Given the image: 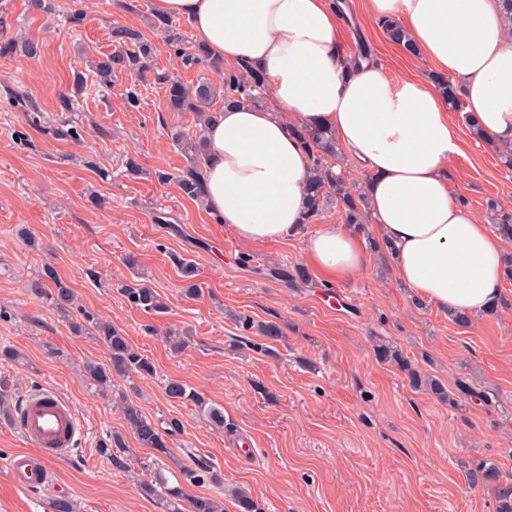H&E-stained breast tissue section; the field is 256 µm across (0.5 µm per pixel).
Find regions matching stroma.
Listing matches in <instances>:
<instances>
[{"label":"stroma","instance_id":"35a3bbf8","mask_svg":"<svg viewBox=\"0 0 512 512\" xmlns=\"http://www.w3.org/2000/svg\"><path fill=\"white\" fill-rule=\"evenodd\" d=\"M54 14L31 10L29 0H0V41L39 40L38 58H0V346L19 351L23 363L0 362V398L15 406L27 392L49 386L72 403L84 434L72 459L53 463L51 483L17 490L10 456L23 450L11 420L0 416V512H52L65 498L74 512H164L138 485L162 465L182 479L198 460L216 463L223 489L186 485L188 496H207L224 512H238L230 492L245 489L262 512H496L493 492L470 488L468 467L485 460L512 478V280L503 283L497 312L454 323L447 311L416 305L398 281L391 257L368 252L360 275L336 283L291 284L281 269L307 266L304 237L245 244L204 207L182 198L173 182L187 160L174 131L193 132L196 115L171 112L160 86L140 85L141 104L129 107L133 79L119 74L111 89L93 82L86 62L112 51L110 30L145 31L155 45L154 70L184 83L217 82L209 66L182 69L166 41L147 27L152 0H52ZM83 11V25H63L61 11ZM347 57L365 45L389 72L426 79L433 66L390 42L379 23L351 17L340 31ZM83 77L78 111L65 118L83 138L53 135L56 101ZM37 101L39 122L18 111L13 96ZM450 118L460 132L450 193L485 215L488 202L512 210V169L494 149L466 130L463 113ZM27 130L26 143L12 133ZM142 165L135 179L127 158ZM99 205H92L90 195ZM166 223H156V215ZM135 254L152 288L168 306L148 315L118 293L130 282L124 264ZM198 267V294L189 295L175 257ZM53 266L75 293V304L125 332L148 356L153 377L116 380L128 399L157 421L176 418L170 454L155 460L140 447L111 395L87 380V363L108 354L94 329L74 333L50 301L32 294L27 280ZM280 325L279 340L256 352L252 332L238 316ZM189 330L193 343L176 354L163 340L167 329ZM390 342L420 372L445 385L470 380L473 398L454 407L411 387L396 366L377 361L373 346ZM203 392L224 413L210 425L194 405L170 400L168 380ZM125 436L127 468L117 469L98 451L101 439Z\"/></svg>","mask_w":512,"mask_h":512}]
</instances>
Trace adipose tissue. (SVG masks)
Listing matches in <instances>:
<instances>
[{"label": "adipose tissue", "instance_id": "obj_1", "mask_svg": "<svg viewBox=\"0 0 512 512\" xmlns=\"http://www.w3.org/2000/svg\"><path fill=\"white\" fill-rule=\"evenodd\" d=\"M359 10L401 21L418 55L458 82L482 140L512 150V30L503 0H359ZM153 11L186 19L215 61L266 76L269 107L225 109L206 129L204 205L240 241L304 233L309 261L327 279L364 271L350 227L309 233L303 224L312 155L292 129L322 126L367 177L371 217L394 247L398 280L452 313L498 305L502 243L450 194L460 137L446 99L417 76L394 78L372 59H346L343 0H153Z\"/></svg>", "mask_w": 512, "mask_h": 512}]
</instances>
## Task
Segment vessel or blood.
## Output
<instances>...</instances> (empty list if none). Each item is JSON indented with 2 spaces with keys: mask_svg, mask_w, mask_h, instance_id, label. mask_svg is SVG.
<instances>
[{
  "mask_svg": "<svg viewBox=\"0 0 512 512\" xmlns=\"http://www.w3.org/2000/svg\"><path fill=\"white\" fill-rule=\"evenodd\" d=\"M16 422L26 448L11 456L8 472L25 491L47 481L52 462L70 456L83 429L71 402L48 388L28 397Z\"/></svg>",
  "mask_w": 512,
  "mask_h": 512,
  "instance_id": "vessel-or-blood-1",
  "label": "vessel or blood"
}]
</instances>
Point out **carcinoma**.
I'll return each mask as SVG.
<instances>
[{
    "mask_svg": "<svg viewBox=\"0 0 512 512\" xmlns=\"http://www.w3.org/2000/svg\"><path fill=\"white\" fill-rule=\"evenodd\" d=\"M148 26L164 36L174 55L180 60L183 68L190 69L199 65H209L215 70L220 67L212 61L209 53L197 42L188 43L177 32L176 24L167 17L152 15L148 18ZM386 37L412 53L414 48L406 39L403 28L395 21L382 22ZM112 42L116 50L103 54L92 61L91 68L95 83L102 89H111L116 73H135L142 79L153 78V82L163 86L165 103L170 112H195L199 117V128L192 135L177 132L173 135L176 145L185 154L188 164L176 175L170 177L164 173L157 174L161 181L172 180L181 197L197 203H203L205 185L203 170L206 163V128L211 113L206 107L216 98L215 86L207 81H201L195 86L183 83L179 78L166 72L159 73L150 69L153 54L151 42L136 28L116 25L111 31ZM41 54L39 41L32 38H10L0 42V57L22 55L37 58ZM441 93L447 98L450 108L458 107V96L455 85L444 78H436ZM83 89V83L78 81L74 88L58 97L57 108L61 112H73L78 105V99ZM224 106L248 107L262 109L268 106L269 97L266 92L265 76L256 67L240 64L233 69L223 72ZM298 138L312 151L313 167L307 183L308 211L304 223L311 224L330 205L341 208L343 223L359 230H365L369 219V202L365 188H358L349 182V175L339 165V146L332 133L324 128L299 127L295 129ZM488 221L496 233L505 242L512 243V213L498 208L492 203L488 206ZM181 277L188 282L185 292L193 295L198 293L195 278L198 270L193 261H179ZM29 290L49 299L51 305L63 314H71L74 309L75 294L73 290L58 276L56 270L43 266L41 274L28 282ZM119 293L127 304L147 314H162L167 305L160 299L157 291L147 283L138 281L125 284L119 288ZM92 325L103 342L109 362L105 366L97 363L88 366L90 381L103 394L112 392L115 379L151 377L155 367L151 360L135 350L123 332L112 324L98 320L85 311H80V318L72 322V328L80 333L85 329L84 323ZM259 334L264 342L254 344L257 350H267V341L276 340L281 336L280 327L272 322L258 326ZM164 339L170 350L179 354L191 344L188 331L170 329ZM375 357L382 363L396 366L403 371L415 389H425L442 401L456 407L458 401L475 395L471 382L458 378L454 384V392H448L443 381L435 376L420 373L411 361L404 357L401 350L392 344H379L374 349ZM166 395L173 401L191 402L216 427L224 428V412L212 405L196 390L188 387L179 380L170 379L165 388ZM123 419L137 442L144 448L154 451L156 457L170 455L168 439L180 430V422L172 419L167 426L147 417L141 407L134 401L123 400L121 406ZM99 451L106 456L113 467L128 468L125 456V440L122 435H109L99 442ZM184 478L194 485H219L222 483L221 471L210 462L200 460L195 468L184 472ZM468 484L471 487L491 489L496 497V512H512V481L502 480L500 470L492 462H480L475 468L467 471ZM140 490L148 498H159L166 502L168 512H217L218 505L206 496L188 498L181 483L172 484L161 467H156L151 479L140 483Z\"/></svg>",
    "mask_w": 512,
    "mask_h": 512,
    "instance_id": "1",
    "label": "carcinoma"
}]
</instances>
